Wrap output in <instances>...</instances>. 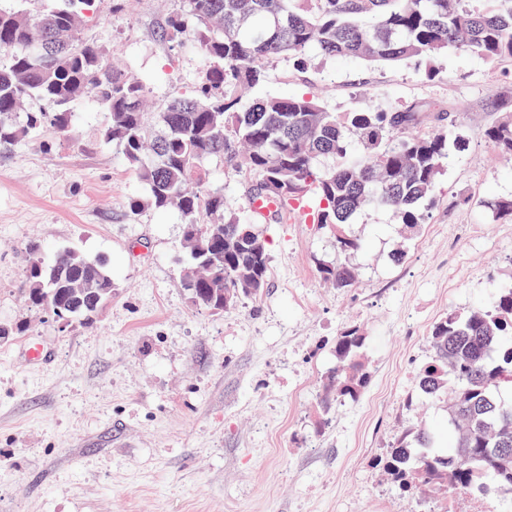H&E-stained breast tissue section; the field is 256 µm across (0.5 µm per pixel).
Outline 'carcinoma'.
<instances>
[{
  "label": "carcinoma",
  "instance_id": "cac0c4a2",
  "mask_svg": "<svg viewBox=\"0 0 512 512\" xmlns=\"http://www.w3.org/2000/svg\"><path fill=\"white\" fill-rule=\"evenodd\" d=\"M166 35L191 38L207 61L198 90L169 102L163 111L144 109L143 84L112 65L106 54L78 38L81 18L93 0H51L34 12L0 8V160L46 123L66 135L70 105L93 99L109 120L102 138L119 148L146 185V201L129 204L136 216L150 206L175 209L184 224V288L212 312L261 296L268 284L269 256L262 235L224 207V192L207 185L202 163L211 156L248 179L249 199L271 196L270 220L295 216L291 202L313 192L318 205L301 216L336 235V259L317 274L337 288L356 283L351 257L361 249L346 231L368 207L393 210L407 233L425 223L448 152L465 140L439 127L414 133L415 112L364 110L337 114L312 97L259 98L243 93L266 78L267 64L289 56L299 65L319 49L329 57L393 63L450 49L489 60L512 56V0H179ZM54 28L58 40L46 41ZM35 99L37 110H24ZM361 154L350 152L349 136ZM490 147L512 156V116L485 132ZM322 159L332 160L326 167ZM492 218L512 217V197L485 204ZM28 300L64 325L90 324L112 298V277L73 248L48 259L38 245L27 248ZM434 358L419 372L417 390L448 403L449 450H436L427 431H407L389 448L383 468L404 491L421 488L446 496L456 491L512 494V403L498 397L512 388V287L484 309L450 310L432 327ZM366 336L358 326L334 342L336 371L326 384L333 397L357 398L368 383L363 363Z\"/></svg>",
  "mask_w": 512,
  "mask_h": 512
}]
</instances>
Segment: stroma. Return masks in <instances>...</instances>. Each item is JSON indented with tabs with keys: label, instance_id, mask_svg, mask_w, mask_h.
<instances>
[{
	"label": "stroma",
	"instance_id": "obj_1",
	"mask_svg": "<svg viewBox=\"0 0 512 512\" xmlns=\"http://www.w3.org/2000/svg\"><path fill=\"white\" fill-rule=\"evenodd\" d=\"M179 0H96L80 35L145 87L151 111L196 87L207 65L191 42L161 37ZM252 97L317 98L329 111L415 112L417 131L462 135L425 224L403 237L382 207L357 214L355 287L322 281L336 257L313 224H265L268 288L224 312L181 286L183 224L130 201L147 190L98 130L108 115L71 105L74 130L43 126L0 162V512H512V495L407 494L380 464L401 432L439 430L448 398L425 399L417 374L448 310L488 304L512 286V219L487 201L512 196V160L485 130L512 113V57L448 51L398 63L280 57ZM205 167L228 209L248 218L246 180L221 157ZM73 247L102 262L112 299L90 325H63L25 295V249ZM401 261H393L395 250ZM366 336L369 381L324 406L332 342ZM54 357L30 363L27 343Z\"/></svg>",
	"mask_w": 512,
	"mask_h": 512
}]
</instances>
